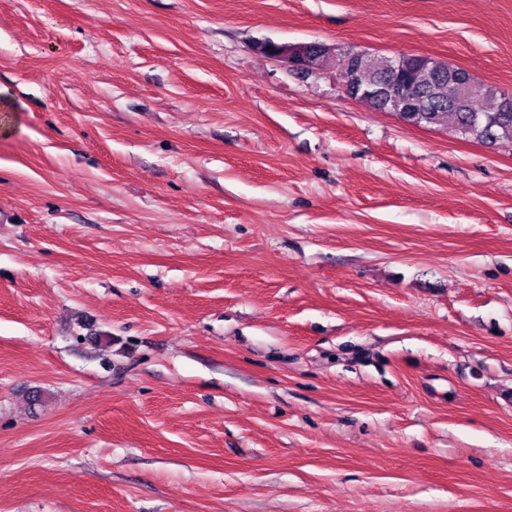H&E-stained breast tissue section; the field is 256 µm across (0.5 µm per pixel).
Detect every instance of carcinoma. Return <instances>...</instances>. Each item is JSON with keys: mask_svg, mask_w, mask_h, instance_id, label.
Listing matches in <instances>:
<instances>
[{"mask_svg": "<svg viewBox=\"0 0 512 512\" xmlns=\"http://www.w3.org/2000/svg\"><path fill=\"white\" fill-rule=\"evenodd\" d=\"M436 64L442 67L438 76L422 66L417 56L400 58L401 71L408 76L412 88L421 92L426 100L424 112L408 111L407 100L402 96L388 100L385 105L372 96L359 93L357 97L366 99L376 109L395 113L409 126L429 128L449 123L459 133L482 142L512 141V112L501 111L504 93L478 81L462 67L439 60ZM345 67L354 69L360 90L379 81L373 53L350 49ZM462 76L467 79L468 92L465 98L454 100L448 96L449 89Z\"/></svg>", "mask_w": 512, "mask_h": 512, "instance_id": "cac0c4a2", "label": "carcinoma"}]
</instances>
